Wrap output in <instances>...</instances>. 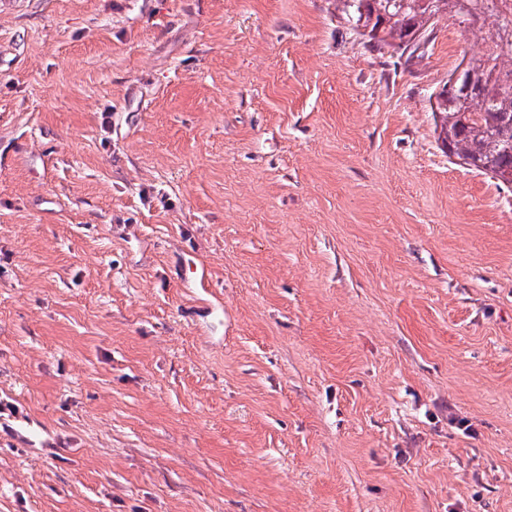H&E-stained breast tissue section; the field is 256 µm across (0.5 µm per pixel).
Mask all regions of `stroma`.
Wrapping results in <instances>:
<instances>
[{"instance_id": "stroma-1", "label": "stroma", "mask_w": 512, "mask_h": 512, "mask_svg": "<svg viewBox=\"0 0 512 512\" xmlns=\"http://www.w3.org/2000/svg\"><path fill=\"white\" fill-rule=\"evenodd\" d=\"M18 3L0 512H512V190L429 106L480 38L376 50L336 0Z\"/></svg>"}]
</instances>
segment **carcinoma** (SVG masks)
<instances>
[{"label":"carcinoma","mask_w":512,"mask_h":512,"mask_svg":"<svg viewBox=\"0 0 512 512\" xmlns=\"http://www.w3.org/2000/svg\"><path fill=\"white\" fill-rule=\"evenodd\" d=\"M348 21L374 20L368 37L373 48L417 45L412 35L424 37L448 0H434L430 10L421 0H336ZM512 0H465L452 18L464 31L480 35L484 50L466 63L467 78L455 84L453 94L437 92L430 100L439 122L448 156L512 185Z\"/></svg>","instance_id":"carcinoma-1"}]
</instances>
